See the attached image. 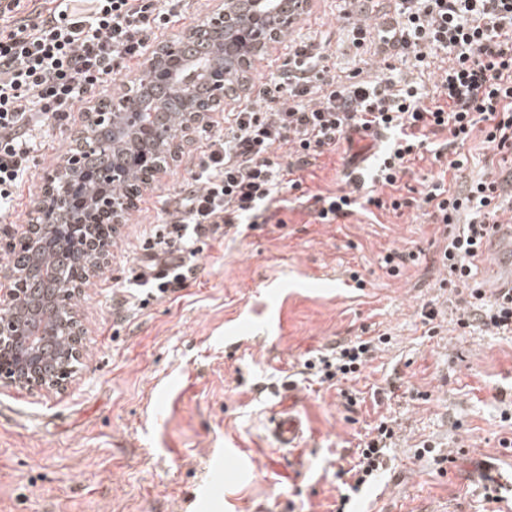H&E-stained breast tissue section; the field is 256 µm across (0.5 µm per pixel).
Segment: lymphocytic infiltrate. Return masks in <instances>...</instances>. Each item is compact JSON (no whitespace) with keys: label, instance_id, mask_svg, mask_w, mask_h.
<instances>
[{"label":"lymphocytic infiltrate","instance_id":"lymphocytic-infiltrate-1","mask_svg":"<svg viewBox=\"0 0 512 512\" xmlns=\"http://www.w3.org/2000/svg\"><path fill=\"white\" fill-rule=\"evenodd\" d=\"M395 25L367 23V0H350V41L357 54H374L371 79L361 70L339 75L323 47L288 42L282 72L264 84L254 102L224 117L225 128L207 136L182 191L176 214L142 234V257L122 282L130 298L158 299L188 287L197 256L224 226H257L318 157L337 150L352 133H387V143L361 180L332 195L314 194L323 224L370 206L395 213L412 206L401 181L412 161L423 158L445 132L460 148L446 163L468 164L461 148L475 135L500 154H512V0H394ZM186 0H0V218L34 166L38 138L47 123L63 124L99 93L112 76L143 58L181 16ZM443 69L432 96L410 82L395 87L394 62L427 57ZM289 163H281L279 149ZM512 188V169L459 187L438 181L422 193L434 223L456 225L440 262L460 305V327L480 320L512 333V288L486 299L471 285L475 258L500 226L501 195ZM378 350L373 339H356L306 359L319 382L347 381ZM395 435L380 422L359 443L336 512L371 485L386 466Z\"/></svg>","mask_w":512,"mask_h":512}]
</instances>
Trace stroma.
Wrapping results in <instances>:
<instances>
[{"mask_svg":"<svg viewBox=\"0 0 512 512\" xmlns=\"http://www.w3.org/2000/svg\"><path fill=\"white\" fill-rule=\"evenodd\" d=\"M347 0H311L289 28L324 47L338 69L358 67L347 40ZM68 128H46L34 177L21 188L9 221L0 222V282L41 197L46 177L70 148ZM204 140L192 135L154 188L142 191L118 225L108 262L73 302L83 329V365L58 389L0 380V512H336L356 446L380 420L397 436L385 471L361 494L367 512H492L487 482L473 473L468 449L504 464L512 451V334L480 322L459 328L454 303L439 288L442 225L424 209L355 212L317 221L297 192L285 195L276 222L243 224L208 242L187 288L129 305L117 283L139 257L141 235L158 224L159 197L186 183ZM353 143L320 157L308 191L344 187ZM420 252L399 276L390 251ZM360 283H353V276ZM486 296L512 282V232L503 231L474 268ZM436 301L424 325L421 310ZM252 311V337L224 343V330ZM384 336L381 351L348 387L307 379L303 362L355 337ZM293 402L309 431L300 448L274 447L265 421ZM247 471L204 495L226 449Z\"/></svg>","mask_w":512,"mask_h":512,"instance_id":"1","label":"stroma"}]
</instances>
